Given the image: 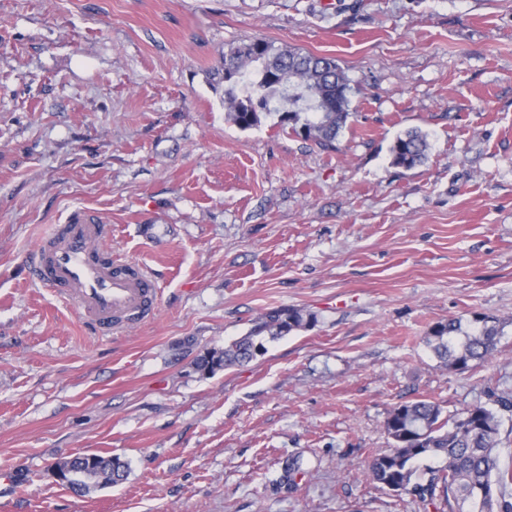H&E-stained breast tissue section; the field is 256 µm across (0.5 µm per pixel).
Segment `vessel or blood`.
Segmentation results:
<instances>
[{
	"mask_svg": "<svg viewBox=\"0 0 512 512\" xmlns=\"http://www.w3.org/2000/svg\"><path fill=\"white\" fill-rule=\"evenodd\" d=\"M112 227L82 208L51 225L30 256L35 280L74 303L83 324L100 333L157 309V282L136 264L113 258Z\"/></svg>",
	"mask_w": 512,
	"mask_h": 512,
	"instance_id": "obj_1",
	"label": "vessel or blood"
}]
</instances>
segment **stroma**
<instances>
[{
  "instance_id": "obj_1",
  "label": "stroma",
  "mask_w": 512,
  "mask_h": 512,
  "mask_svg": "<svg viewBox=\"0 0 512 512\" xmlns=\"http://www.w3.org/2000/svg\"><path fill=\"white\" fill-rule=\"evenodd\" d=\"M256 36L330 56L352 110L324 149L216 89ZM426 161L391 162L398 134ZM85 208L158 310L102 335L30 279ZM309 327L209 374L263 313ZM498 318L439 364L437 322ZM512 391V0H0V512H448L371 480L398 404ZM120 459L87 495L55 462ZM300 469L286 478L289 459ZM429 145L426 134L418 129L407 130L394 140L391 148L392 164L411 169L427 159ZM500 334L496 318L475 312L467 329L461 318L436 323L426 336V345L441 364L464 371L471 362L483 360L495 351Z\"/></svg>"
}]
</instances>
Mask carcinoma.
Listing matches in <instances>:
<instances>
[{
    "instance_id": "cac0c4a2",
    "label": "carcinoma",
    "mask_w": 512,
    "mask_h": 512,
    "mask_svg": "<svg viewBox=\"0 0 512 512\" xmlns=\"http://www.w3.org/2000/svg\"><path fill=\"white\" fill-rule=\"evenodd\" d=\"M224 106L241 129L258 125L261 114L275 113L282 126H289L323 147H331L353 112V87L336 59L280 48L262 37L231 44L222 57ZM426 134L408 130L396 137L391 148L392 164L411 169L427 159ZM314 322L298 308L276 309L256 320L249 333L222 350L207 353L198 362L205 372L251 361L265 350V343ZM501 327L496 318L472 313L468 328L462 319L436 323L426 336V345L437 360L464 371L496 349ZM512 414V392L494 397L491 404H477L443 418L442 408L419 400L395 407L385 428L392 446L378 455L370 468L374 481L388 489L409 493L422 502L437 498L457 512L467 503L471 512H512V467L501 464V415ZM440 460L437 468L418 474V463ZM126 467L117 458L97 454L76 456L64 477L74 491L88 494L107 481L124 479Z\"/></svg>"
}]
</instances>
